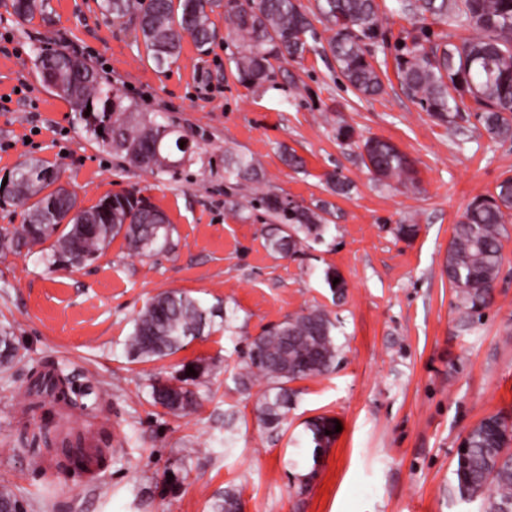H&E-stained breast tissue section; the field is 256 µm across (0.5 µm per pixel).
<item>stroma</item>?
<instances>
[{
	"label": "stroma",
	"mask_w": 512,
	"mask_h": 512,
	"mask_svg": "<svg viewBox=\"0 0 512 512\" xmlns=\"http://www.w3.org/2000/svg\"><path fill=\"white\" fill-rule=\"evenodd\" d=\"M386 43L372 45L386 69L384 90L359 97L332 57L277 61L259 89L238 81L237 44L223 13L206 51L185 40L180 59L159 68L135 40L133 17L102 14L99 0H48L44 13L17 17L0 0V182L29 157L61 171L81 207L133 191L168 217L171 253L141 256L116 237L92 264L48 271L40 248L0 253V328L13 331L18 355L0 367V489L26 512H210L225 488L245 512H478L455 489V453L484 417L512 415V223L494 300L466 320L444 272L453 226L472 199L512 176V141H491L476 115L438 124L403 91L394 44L412 28L397 0H378ZM83 49L125 104L161 115L193 141L172 174L129 165L81 126L70 105L43 83V48ZM389 139L414 160L417 184L372 179L356 146L336 137ZM254 156L260 184L224 177L226 149ZM304 161L285 166L281 150ZM346 177L349 195L332 194L327 176ZM310 206L332 203L323 241L291 257L266 242L275 219L263 195ZM415 220L412 241L396 225ZM333 267L347 284L334 297L323 277ZM179 290L213 307L202 336L176 354L132 359L124 341L132 320L157 293ZM325 307L336 323L341 363L332 373L293 382V404L278 428L261 426L255 397L236 391L247 343L286 317ZM204 360L214 371L199 405L180 415L152 404L153 380ZM62 370L76 390L95 387L94 410L33 412V371ZM341 423L313 478H306L307 422ZM109 445L97 478L77 472L47 478L10 443L41 424Z\"/></svg>",
	"instance_id": "35a3bbf8"
}]
</instances>
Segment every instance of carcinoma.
Returning <instances> with one entry per match:
<instances>
[{
	"label": "carcinoma",
	"instance_id": "obj_1",
	"mask_svg": "<svg viewBox=\"0 0 512 512\" xmlns=\"http://www.w3.org/2000/svg\"><path fill=\"white\" fill-rule=\"evenodd\" d=\"M399 11L432 24L448 20L473 35L454 42L437 33L431 24L406 33L396 43V74L408 97L437 122L455 126L466 112L480 111L482 127L492 141L512 140V0H398ZM46 8V0H13L14 13L26 19ZM102 13L115 19L133 15L138 21L136 38L158 67L177 61L185 37L202 49L212 43L215 29L211 14L224 9V20L238 44L233 57L236 76L242 83L260 87L269 80L272 62L302 60L317 52L318 34L298 0H101ZM316 14L333 35L327 41L336 68L364 98L383 92L381 72L372 62L368 46L384 40L377 0H316ZM43 82L69 101L73 111L102 144L127 160L147 158L146 168L165 173L177 166L171 148L180 146L182 133L153 113H134L124 106L112 85L78 57L63 51L39 55ZM337 137L356 142L362 165L381 184L395 181L413 185V161L396 144L372 136L355 140V130L339 128ZM226 178L236 182L260 179L259 163L246 154H224ZM60 171L38 158L21 165L10 181L9 195L26 206L25 222L0 231V251L19 253L23 247L42 245L50 268L80 267L95 261L121 235L138 255L173 248V228L164 212L130 193L109 195L90 208L77 204L76 194L60 184ZM265 209L280 220L267 238L268 247L284 256L298 253L309 241H320L328 228L331 204L312 207L283 206L278 197L263 199ZM74 211L71 223L60 227L59 213ZM512 220V176L501 180L494 192L475 197L465 208L448 243L445 273L459 306L468 318L479 317L491 303L500 277L505 224ZM214 309L198 298L179 291L154 296L133 322L126 340L129 355L150 361L183 349L209 325ZM335 323L321 307L289 316L254 337L247 345L240 372L233 377L241 391L263 380L266 390L257 398L258 421L267 428L279 427L289 410L294 391L288 384L330 373L340 363V348L333 334ZM14 334L0 330V365L16 356ZM188 376L182 365L174 383L155 381L150 398L176 414L195 403L186 385H197L209 365L191 363ZM67 377L57 370L36 371L31 376L33 408L47 405L75 406L85 394L65 390ZM314 444L312 458L330 443L331 421L320 417L307 424ZM82 437L58 439L46 427L23 428L13 449L30 453L40 467L42 451L52 455L57 469L67 463L57 448L77 451ZM456 487L465 502L481 501V512H512V422L502 413L485 417L466 434L465 454H456ZM239 495L233 488L215 499L211 512H236Z\"/></svg>",
	"mask_w": 512,
	"mask_h": 512
}]
</instances>
